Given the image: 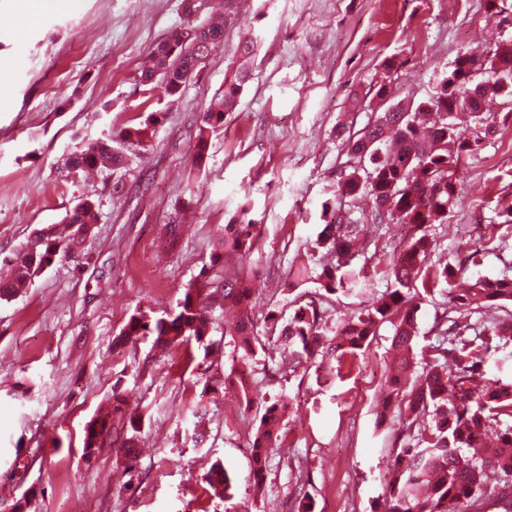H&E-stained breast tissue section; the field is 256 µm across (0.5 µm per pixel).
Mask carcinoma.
<instances>
[{
	"instance_id": "carcinoma-1",
	"label": "carcinoma",
	"mask_w": 512,
	"mask_h": 512,
	"mask_svg": "<svg viewBox=\"0 0 512 512\" xmlns=\"http://www.w3.org/2000/svg\"><path fill=\"white\" fill-rule=\"evenodd\" d=\"M198 43L172 54L168 42L150 51L152 66L141 78L153 84L162 96H181L187 82L209 57L224 34V22L194 25ZM258 41L247 36L239 41L235 55L243 59L224 81V98L201 113L193 146L194 159L202 165L209 148V137L224 127V117L235 110L242 87L250 78L245 62L257 54ZM512 100V36L495 46L459 53L441 75L432 93L419 102L400 100L393 112L376 114L360 131L345 136L346 128L336 126L353 163L336 182L333 193L356 205L371 200L368 214L352 218V211H338L322 205L324 228L318 248L332 260L320 269L304 264L288 271L287 285L314 279L329 294L354 295L361 291L367 276L365 267L352 260L365 254L361 226L408 224L413 233L394 248L385 273L390 281L387 292L354 316L330 326L319 321L313 302L295 308L287 320L271 315L270 334L283 352L315 364V380L330 386L346 366L371 343L380 326L394 327V356L387 369V401L406 404L399 409V423L413 427L426 414L430 422L417 437L395 449L388 472L387 512H472L486 488L481 476L487 469L501 474L495 490L504 512H512V427L500 428L498 418L512 416V382H498L481 389L474 386L485 375L486 356L499 348L495 340L512 336V320L492 323L474 337L461 332L458 321L448 316L436 318L438 345L432 361L416 372L414 348L418 336V312L422 293L444 282L453 283L461 267L426 263L434 246L430 228L448 223V216L463 203L455 181L448 180V168L470 154L492 133L487 121L492 104ZM468 120L470 133L459 132V122ZM158 123L157 113L117 133L92 142H79L63 162L69 172L109 170L112 194L122 195L132 162L143 157L151 146ZM99 219V204L89 198L76 203L67 213V233L54 225L37 229L26 244L6 261L7 273L0 275V301L11 300L27 288L49 257L61 261L81 252L85 236ZM222 252L210 257V264L224 265L222 279H197L186 288L174 312L153 317L147 311L130 316L112 340L117 351L142 338H154L155 347L191 348L195 343L204 353L217 345L211 336H224L236 359L250 364L265 351L267 336L257 333L253 320L255 294L238 264L256 249L252 224H226L220 236ZM453 294L462 312L491 308L512 302V278L477 279L464 294ZM453 369H448V362ZM286 406L272 402L255 428L251 443L252 477L261 485L268 467L267 449L279 447L286 438ZM141 418L125 412L121 394L112 393V413L89 421L84 429L83 448L100 449L113 442L123 452L125 470L135 468L139 456ZM211 489H229V476L223 466L213 467L206 478Z\"/></svg>"
}]
</instances>
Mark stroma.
Wrapping results in <instances>:
<instances>
[{
    "label": "stroma",
    "instance_id": "obj_1",
    "mask_svg": "<svg viewBox=\"0 0 512 512\" xmlns=\"http://www.w3.org/2000/svg\"><path fill=\"white\" fill-rule=\"evenodd\" d=\"M224 5L205 0L190 18L183 0H0V260L34 229L60 223L77 199L100 204L78 259L53 264L0 302V505L12 512H291L306 495L314 512L385 508L383 476L402 436L377 423L391 323L328 387L317 386L312 364L283 366L273 345L252 363V385L289 405L286 441L270 449L259 491L249 448L259 415L238 392L231 347L208 357L195 348L164 354L146 338L117 352L112 339L137 310L173 312L218 250L221 227L243 220L258 237L246 266L256 319L311 300L330 324L366 308L387 288L383 271L405 237L401 225L368 228L376 251L361 295L324 296L311 279L283 287L290 266L320 258L322 205L350 162L337 123L355 132L384 111L375 91L385 78L393 99L425 98L459 52L492 47L512 29L480 0H233L222 44L182 95L144 94L151 48ZM251 34L260 39L251 78L196 165L198 115L223 94L239 64L234 49ZM392 56L404 65L388 73ZM157 108L152 147L126 195L113 198L108 173L59 176L73 143ZM493 121L496 133L456 169L465 207L431 228L430 263L462 265L469 282L512 268V224L491 220L497 204H512V104L495 105ZM481 244V265L465 263ZM443 313L455 307L440 283L418 313L419 362L431 359ZM116 391L143 420L128 491L116 447L83 457L84 427ZM200 402L207 416L198 424ZM215 463L230 478L220 498L205 481Z\"/></svg>",
    "mask_w": 512,
    "mask_h": 512
}]
</instances>
